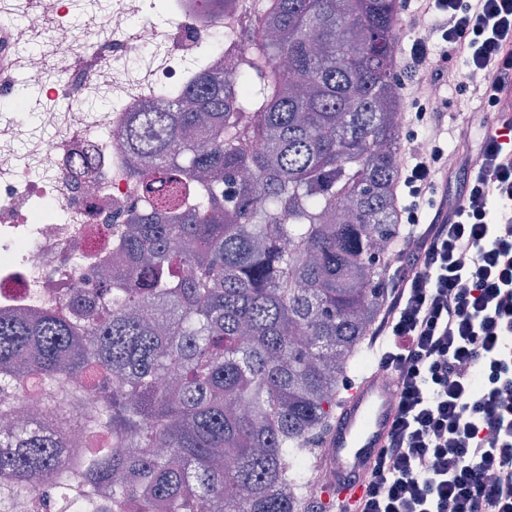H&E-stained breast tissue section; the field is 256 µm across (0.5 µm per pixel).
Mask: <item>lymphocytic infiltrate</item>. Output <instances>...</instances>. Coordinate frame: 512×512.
I'll list each match as a JSON object with an SVG mask.
<instances>
[{
  "label": "lymphocytic infiltrate",
  "mask_w": 512,
  "mask_h": 512,
  "mask_svg": "<svg viewBox=\"0 0 512 512\" xmlns=\"http://www.w3.org/2000/svg\"><path fill=\"white\" fill-rule=\"evenodd\" d=\"M444 42L485 72L483 97L512 109V0H426ZM479 148L410 147L399 220L406 232L370 338L396 379L384 448L361 477L358 512H512V120Z\"/></svg>",
  "instance_id": "1"
}]
</instances>
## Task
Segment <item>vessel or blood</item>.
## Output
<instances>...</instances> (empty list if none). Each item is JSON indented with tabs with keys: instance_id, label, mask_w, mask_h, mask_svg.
<instances>
[{
	"instance_id": "1",
	"label": "vessel or blood",
	"mask_w": 512,
	"mask_h": 512,
	"mask_svg": "<svg viewBox=\"0 0 512 512\" xmlns=\"http://www.w3.org/2000/svg\"><path fill=\"white\" fill-rule=\"evenodd\" d=\"M393 387L378 373L366 371L349 384L336 406L335 423L323 441L325 463L335 482L323 491L334 498L336 512H350L360 494L354 480L383 447L394 414Z\"/></svg>"
}]
</instances>
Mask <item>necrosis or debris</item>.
Returning a JSON list of instances; mask_svg holds the SVG:
<instances>
[{
    "label": "necrosis or debris",
    "instance_id": "necrosis-or-debris-1",
    "mask_svg": "<svg viewBox=\"0 0 512 512\" xmlns=\"http://www.w3.org/2000/svg\"><path fill=\"white\" fill-rule=\"evenodd\" d=\"M0 0V314L68 313L71 289L88 308L119 216L140 205L130 175L127 118L158 112L202 68L224 67L230 34L210 0ZM46 102L27 128L14 91ZM108 95L106 112L74 100Z\"/></svg>",
    "mask_w": 512,
    "mask_h": 512
}]
</instances>
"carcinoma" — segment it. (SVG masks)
I'll use <instances>...</instances> for the list:
<instances>
[{
  "mask_svg": "<svg viewBox=\"0 0 512 512\" xmlns=\"http://www.w3.org/2000/svg\"><path fill=\"white\" fill-rule=\"evenodd\" d=\"M224 19L239 0H212ZM165 112H137L144 207L101 313L0 315V389L95 393L80 448L0 430V512H309V458L366 363L396 240L397 0H268Z\"/></svg>",
  "mask_w": 512,
  "mask_h": 512,
  "instance_id": "1",
  "label": "carcinoma"
}]
</instances>
